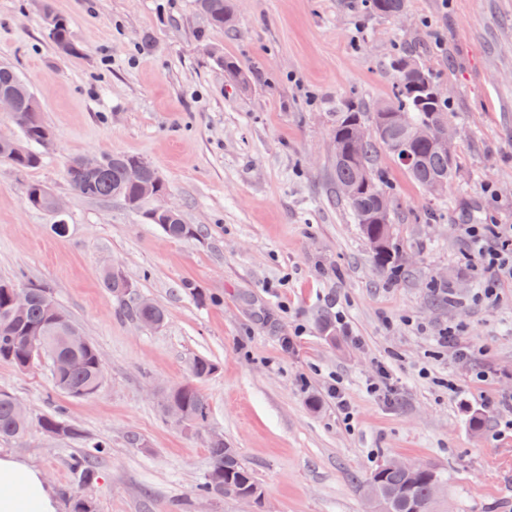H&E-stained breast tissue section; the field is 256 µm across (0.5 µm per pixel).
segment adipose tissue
I'll return each instance as SVG.
<instances>
[{
	"label": "adipose tissue",
	"instance_id": "ef3b65f1",
	"mask_svg": "<svg viewBox=\"0 0 512 512\" xmlns=\"http://www.w3.org/2000/svg\"><path fill=\"white\" fill-rule=\"evenodd\" d=\"M0 512H59V501L40 470L0 454Z\"/></svg>",
	"mask_w": 512,
	"mask_h": 512
}]
</instances>
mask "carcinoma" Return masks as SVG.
Segmentation results:
<instances>
[{"mask_svg": "<svg viewBox=\"0 0 512 512\" xmlns=\"http://www.w3.org/2000/svg\"><path fill=\"white\" fill-rule=\"evenodd\" d=\"M367 11L390 17L406 8V0H363ZM199 11L215 28L228 26L230 7L227 0H196ZM42 15L46 36L56 51L64 56L81 55L73 41L67 21L54 12L51 0H42ZM224 73L234 82L245 77L238 63L222 55L216 56ZM397 82L393 99L380 112L365 116L358 104L350 103L336 116L334 135L348 150L336 160L335 181L349 185L353 190L344 198L363 237L372 244V253L381 272L394 269L391 251L394 250L392 220H381L379 196L390 198L391 211L398 203L384 184L377 163L378 150L385 149L403 167L409 176L432 196H442L457 175L456 148L434 142L441 124L452 120L449 100L434 99L428 89L435 85L429 73L411 58L395 61ZM0 94H10L16 102L13 119L20 130L24 147L15 152L0 150V161L10 154L9 164L18 171L38 167L43 150L52 143V132L45 123L38 98L20 75L8 64H0ZM370 125L372 134L359 143L355 133L359 126ZM432 127L431 139L417 140L412 132L420 125ZM137 159L133 154H113L104 157L103 165L89 171L81 167L78 158L69 161L65 177L74 191L91 199L120 197L135 210L143 195L144 186L152 184L156 173L150 171L146 179L132 182L127 167ZM45 186L32 183L26 188L28 204L37 210L45 209ZM170 238L181 239L194 234L181 215L160 225ZM104 283L120 306H125L129 285L125 276L107 273ZM0 280V361L17 369L42 360L48 366L55 386L72 398H89L101 388L103 368L96 346L89 341L70 319L55 321L48 302L53 300L49 289L29 283L26 307L17 311L11 288L1 287ZM126 312L137 321L160 327L166 312L158 304L141 308L133 304ZM215 364L206 357L193 358L190 365L194 380L214 373ZM174 406L185 417L184 425L201 428L209 418V405L200 390L191 382L169 388L162 400L163 412ZM38 426L48 436L59 440L83 438L81 432L69 425L60 414H48L38 419ZM30 427L28 413L17 410L13 394L0 388V438L19 440ZM210 468L199 487V495L211 499L228 496L226 487L237 491L258 486L252 470L243 462L237 449L224 438L208 439ZM110 453V444L104 440L89 441L82 454L72 459V470L82 484H90L96 477L98 459ZM448 482L445 471L431 463H415L410 468L382 464L375 468L362 486L370 512H439L440 496L435 486Z\"/></svg>", "mask_w": 512, "mask_h": 512, "instance_id": "obj_1", "label": "carcinoma"}]
</instances>
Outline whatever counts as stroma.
Segmentation results:
<instances>
[{
  "label": "stroma",
  "instance_id": "1",
  "mask_svg": "<svg viewBox=\"0 0 512 512\" xmlns=\"http://www.w3.org/2000/svg\"><path fill=\"white\" fill-rule=\"evenodd\" d=\"M359 5L230 0L235 22L218 29L194 0H52L82 50L66 57L45 35L40 0H0V62L30 85L53 132L38 168L0 163V280L49 287L104 368L99 392L73 399L46 364L0 362V387L32 418L62 414L111 445L85 485L70 468L81 440L35 426L0 440L1 454L44 473L60 512L73 495L97 512H245L198 495L212 431L252 468L266 512H367L360 484L392 458L447 472L450 512H512V431L497 407L512 392V283L495 305L474 304L482 280L461 232L512 225V0H406L400 21ZM218 52L239 63L245 87L227 82ZM403 52L451 91L459 176L437 199L380 153L399 201L397 273L386 278L336 192L333 128L346 101L369 112L391 97ZM119 153L157 171L194 236L169 238L122 199L67 183L72 158ZM30 183L63 201L66 236L53 231L58 217L28 205ZM107 269L162 306L164 325L120 315ZM451 323L481 350L478 364L439 351ZM196 356L216 366L195 382L210 408L202 429L161 407L192 380ZM381 363L397 387L387 403L365 391ZM477 366L486 380L473 378ZM334 378L352 424L328 393Z\"/></svg>",
  "mask_w": 512,
  "mask_h": 512
}]
</instances>
